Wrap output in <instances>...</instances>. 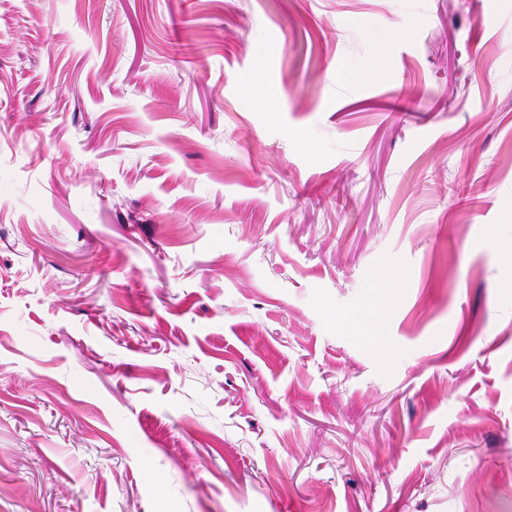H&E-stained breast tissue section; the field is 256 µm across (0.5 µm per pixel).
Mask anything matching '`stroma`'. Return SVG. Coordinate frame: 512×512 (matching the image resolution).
<instances>
[{
    "instance_id": "stroma-1",
    "label": "stroma",
    "mask_w": 512,
    "mask_h": 512,
    "mask_svg": "<svg viewBox=\"0 0 512 512\" xmlns=\"http://www.w3.org/2000/svg\"><path fill=\"white\" fill-rule=\"evenodd\" d=\"M0 512H512V0H0Z\"/></svg>"
}]
</instances>
